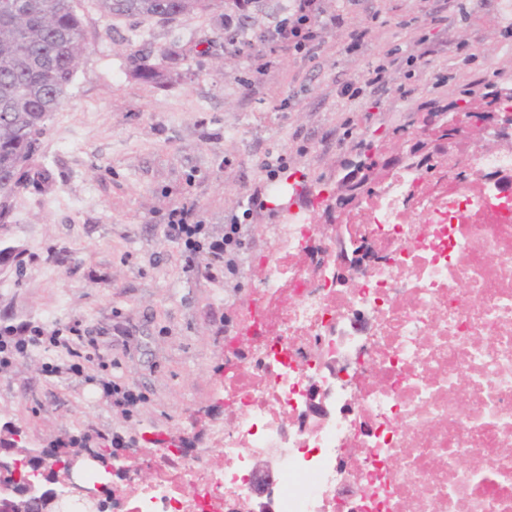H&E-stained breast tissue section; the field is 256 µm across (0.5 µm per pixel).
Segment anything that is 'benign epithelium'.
Returning <instances> with one entry per match:
<instances>
[{"label":"benign epithelium","instance_id":"obj_1","mask_svg":"<svg viewBox=\"0 0 512 512\" xmlns=\"http://www.w3.org/2000/svg\"><path fill=\"white\" fill-rule=\"evenodd\" d=\"M485 134L512 141V111L498 109L489 112L485 107V97L481 96L471 99L456 112L426 113L420 138L405 152L390 155L384 146L374 147L371 160L345 176L336 194L321 203L324 223L331 229L330 236L336 240L341 252L342 268L359 266V259L366 254L364 242L349 237L342 216L349 217L363 210L369 191L393 179L399 170L423 167L428 159L438 156L462 157L468 153L471 139ZM326 397L324 389L318 386L311 388L300 425L306 426L310 419H320L327 414ZM0 440L5 442V446L0 448V512H47L58 496V490L52 487L56 483V479L51 477L52 471L45 472L50 480L44 485L22 477L20 467L23 459L37 458L40 453L19 445V431L12 423L0 426ZM86 460L96 463L107 473L125 469L123 465L116 466L110 457L89 453L73 456L69 459V468ZM254 475V512H272V502L265 495L274 483V473L268 467H258Z\"/></svg>","mask_w":512,"mask_h":512}]
</instances>
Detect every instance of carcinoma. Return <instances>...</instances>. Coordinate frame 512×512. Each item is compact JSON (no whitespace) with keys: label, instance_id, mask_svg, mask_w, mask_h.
Segmentation results:
<instances>
[{"label":"carcinoma","instance_id":"carcinoma-1","mask_svg":"<svg viewBox=\"0 0 512 512\" xmlns=\"http://www.w3.org/2000/svg\"><path fill=\"white\" fill-rule=\"evenodd\" d=\"M216 0H97L107 16L174 21L207 12ZM85 51L74 0H0V223L6 199L28 185V165L63 104ZM153 51L133 53L135 74L160 77Z\"/></svg>","mask_w":512,"mask_h":512}]
</instances>
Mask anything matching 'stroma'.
Returning a JSON list of instances; mask_svg holds the SVG:
<instances>
[{"mask_svg":"<svg viewBox=\"0 0 512 512\" xmlns=\"http://www.w3.org/2000/svg\"><path fill=\"white\" fill-rule=\"evenodd\" d=\"M325 3L375 15L360 50H345L350 26L327 29L310 55L281 56L255 86L253 58L288 0H251L243 11L226 0L171 23L110 19L96 0H75L87 49L0 224V249L12 250L0 260V332L59 340L0 365V424H16L23 446L61 464L80 438L116 458L181 437L204 447L228 416L226 338L237 309L259 298L274 226L299 210L320 217L322 192L374 146L407 150L422 113L512 86V0ZM248 24L249 42H232ZM144 46L175 54L154 82L130 59ZM389 49L428 55L430 71H397L386 89L343 98L342 87ZM437 70L444 84H434ZM257 188L263 206L245 212ZM188 197L211 233L240 216L236 273L204 253L187 261L167 238L168 212ZM106 382L140 402L115 405Z\"/></svg>","mask_w":512,"mask_h":512,"instance_id":"stroma-1","label":"stroma"}]
</instances>
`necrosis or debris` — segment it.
<instances>
[{"label":"necrosis or debris","instance_id":"4bbe7bcc","mask_svg":"<svg viewBox=\"0 0 512 512\" xmlns=\"http://www.w3.org/2000/svg\"><path fill=\"white\" fill-rule=\"evenodd\" d=\"M512 152L401 171L350 228L382 260L344 280L310 212L280 225L265 306L231 337L224 407L189 459L147 458L113 512H512ZM328 415L302 427L310 383ZM254 475L255 483L253 491L254 494H256V500L253 511L272 512L273 505L271 499L268 497V490L274 483V473L267 465L265 468L257 467L254 470Z\"/></svg>","mask_w":512,"mask_h":512}]
</instances>
